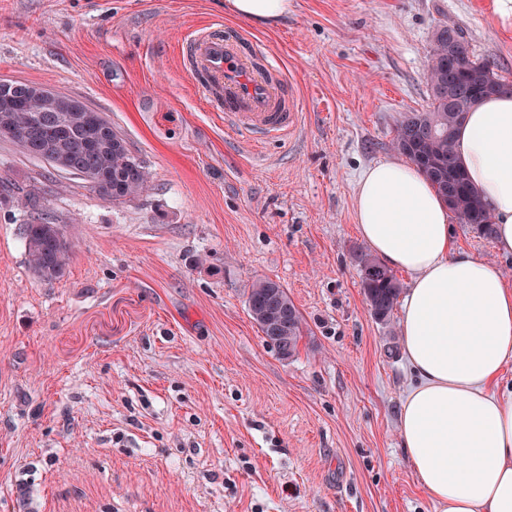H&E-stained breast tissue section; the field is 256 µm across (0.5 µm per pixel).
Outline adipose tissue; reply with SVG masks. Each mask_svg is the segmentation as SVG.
I'll list each match as a JSON object with an SVG mask.
<instances>
[{
    "mask_svg": "<svg viewBox=\"0 0 512 512\" xmlns=\"http://www.w3.org/2000/svg\"><path fill=\"white\" fill-rule=\"evenodd\" d=\"M289 0H225L263 25ZM458 161L491 215L497 249L512 255V91L478 102L456 134ZM362 239L410 274L401 331L413 375L397 430L435 512H512V284L496 263L461 250L453 214L407 161L360 175L354 199Z\"/></svg>",
    "mask_w": 512,
    "mask_h": 512,
    "instance_id": "1",
    "label": "adipose tissue"
}]
</instances>
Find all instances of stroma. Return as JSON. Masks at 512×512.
Here are the masks:
<instances>
[{"instance_id": "35a3bbf8", "label": "stroma", "mask_w": 512, "mask_h": 512, "mask_svg": "<svg viewBox=\"0 0 512 512\" xmlns=\"http://www.w3.org/2000/svg\"><path fill=\"white\" fill-rule=\"evenodd\" d=\"M246 32L288 76L300 122L254 142L190 84L185 36ZM462 29L512 84L491 0H290L267 26L224 0H0V80L73 96L147 159L115 204L0 136V512H433L397 434L412 382L402 309L375 318L354 191L422 112L433 32ZM76 246L31 271L34 208ZM459 246L512 257L461 225ZM304 319L281 358L249 316L260 279Z\"/></svg>"}]
</instances>
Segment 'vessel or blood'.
<instances>
[{
    "label": "vessel or blood",
    "mask_w": 512,
    "mask_h": 512,
    "mask_svg": "<svg viewBox=\"0 0 512 512\" xmlns=\"http://www.w3.org/2000/svg\"><path fill=\"white\" fill-rule=\"evenodd\" d=\"M188 78L211 106L224 114L225 127L248 136L279 138L297 124L294 105L279 85L280 66L258 56L249 39L215 23L186 41Z\"/></svg>",
    "instance_id": "obj_1"
}]
</instances>
